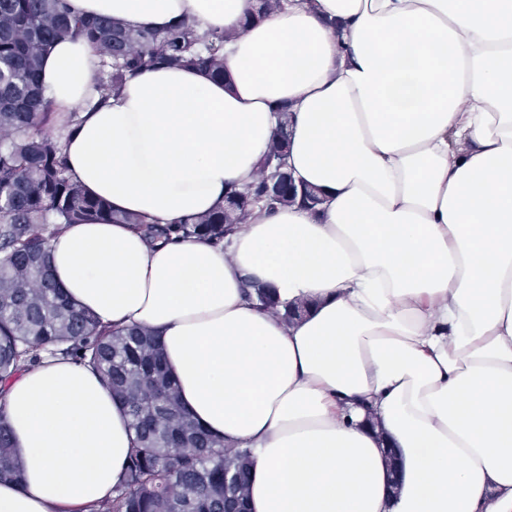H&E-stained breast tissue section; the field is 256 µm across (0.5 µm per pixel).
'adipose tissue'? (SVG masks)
I'll list each match as a JSON object with an SVG mask.
<instances>
[{
  "label": "adipose tissue",
  "instance_id": "ef3b65f1",
  "mask_svg": "<svg viewBox=\"0 0 512 512\" xmlns=\"http://www.w3.org/2000/svg\"><path fill=\"white\" fill-rule=\"evenodd\" d=\"M133 29L224 36V75L127 77L52 44L40 80L69 118L72 180L167 225L256 181L288 129L316 208L254 206L221 241L66 224L68 297L160 344L184 410L253 452L249 512H512V0H68ZM281 305L304 304L285 321ZM24 461L0 512H86L133 441L98 373L42 355L0 385Z\"/></svg>",
  "mask_w": 512,
  "mask_h": 512
}]
</instances>
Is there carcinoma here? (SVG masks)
Instances as JSON below:
<instances>
[{
	"label": "carcinoma",
	"mask_w": 512,
	"mask_h": 512,
	"mask_svg": "<svg viewBox=\"0 0 512 512\" xmlns=\"http://www.w3.org/2000/svg\"><path fill=\"white\" fill-rule=\"evenodd\" d=\"M74 37L102 57L103 96L156 65H193L224 76V36L200 35L187 22L137 30L104 17H77L65 0H0V382L48 350L96 370L122 403L134 446L112 499L89 512H240L246 487L226 485L224 478L248 471L251 449L224 447L182 409L151 331L102 324L74 304L51 274L48 244L62 225L105 218L145 223L131 214L114 217L107 202L86 194L67 175L62 135L50 133L55 122L39 83V60L52 43ZM252 192L250 198L236 193L229 205L173 230L219 240L225 225L244 223L258 197L270 208L299 197L318 203L314 191L291 193L286 182L273 194L259 180ZM21 475L0 411V481Z\"/></svg>",
	"instance_id": "obj_1"
}]
</instances>
